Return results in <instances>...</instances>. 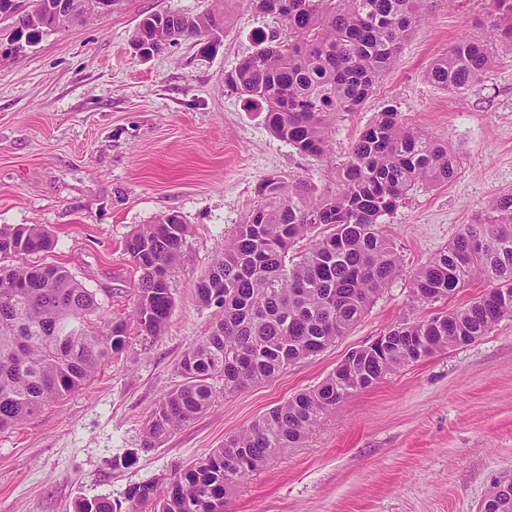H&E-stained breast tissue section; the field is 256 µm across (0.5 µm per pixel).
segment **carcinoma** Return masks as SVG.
Returning a JSON list of instances; mask_svg holds the SVG:
<instances>
[{"label": "carcinoma", "mask_w": 512, "mask_h": 512, "mask_svg": "<svg viewBox=\"0 0 512 512\" xmlns=\"http://www.w3.org/2000/svg\"><path fill=\"white\" fill-rule=\"evenodd\" d=\"M0 0V21H12L10 43L35 42L96 11L98 0ZM237 0H212L196 15L163 11L138 26L132 46L150 56L181 39L201 51L221 43ZM283 19L288 39L260 37L262 47L224 82L266 112L269 130L297 150L323 156L338 112H354L391 69L421 20V0H247ZM492 41L512 45V0H492ZM492 60L485 40L463 37L429 68L428 79L450 93L479 82ZM456 155L427 133L406 125L389 108L364 129L336 171V188L317 193L275 176L259 184L265 202L250 211L224 244V253L196 285V297L219 312L208 336L192 343L183 378L150 415L143 447L155 448L174 430L209 410L224 381L233 393L272 377L344 335L387 287L399 258L379 228L419 183L450 180ZM489 216L467 224L415 274L413 294L423 304L448 299L480 279L487 290L468 306L388 328L389 355L363 353L320 385L276 405L224 439L204 458L176 467L163 481L127 492V512H224L236 482L282 448L305 439L322 419L390 371L449 348L469 345L512 317V194L488 205ZM188 225L160 216L139 226L124 252L138 273L132 319L158 334L174 299L169 276ZM307 241L298 257L289 253ZM53 247L38 224L0 227V430L33 416L48 402L89 381L128 342V321L105 307L97 292L65 267L29 264L25 256ZM509 298L503 299L502 289ZM490 497L512 512L507 489L493 482ZM75 512H120L101 496L83 498Z\"/></svg>", "instance_id": "obj_1"}]
</instances>
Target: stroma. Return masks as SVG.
Listing matches in <instances>:
<instances>
[{
  "mask_svg": "<svg viewBox=\"0 0 512 512\" xmlns=\"http://www.w3.org/2000/svg\"><path fill=\"white\" fill-rule=\"evenodd\" d=\"M211 0H122L112 12L16 49L0 44V226L39 224L51 250L31 264L66 267L105 290L113 315L136 304L124 253L134 228L163 213L190 227L170 274L172 314L155 336L129 342L85 386L0 433V512H74L82 498L125 500L135 484L205 457L270 408L320 384L345 356L396 323L465 307L473 281L448 300L418 303L411 278L488 203L512 194V46L494 45L481 82L449 94L430 64L462 37L485 38L491 0H423V19L362 106L332 123L319 158L269 131L265 114L231 91L227 72L281 19L238 0L222 42L192 39L151 57L131 45L156 12L196 14ZM448 145V182L419 184L382 219L400 268L361 319L319 354L211 408L164 444L142 446L146 421L181 380L189 346L216 309L196 284L276 176L331 186L351 144L387 107ZM512 472V318L478 341L435 353L362 390L293 448L239 481L224 512H477L492 479Z\"/></svg>",
  "mask_w": 512,
  "mask_h": 512,
  "instance_id": "35a3bbf8",
  "label": "stroma"
}]
</instances>
